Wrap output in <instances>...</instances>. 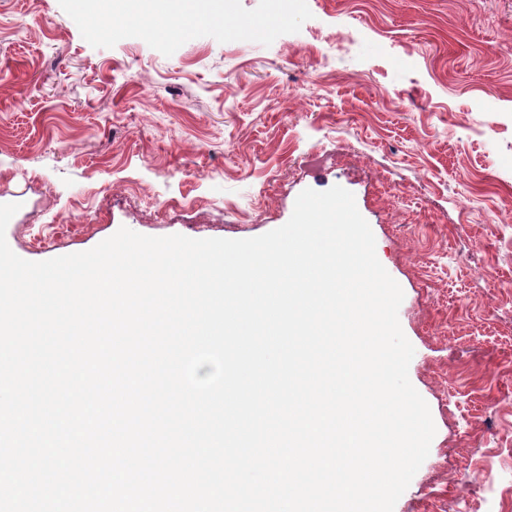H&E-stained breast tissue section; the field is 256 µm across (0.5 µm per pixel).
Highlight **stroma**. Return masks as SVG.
Instances as JSON below:
<instances>
[{
    "label": "stroma",
    "instance_id": "35a3bbf8",
    "mask_svg": "<svg viewBox=\"0 0 512 512\" xmlns=\"http://www.w3.org/2000/svg\"><path fill=\"white\" fill-rule=\"evenodd\" d=\"M208 9L157 33L91 0H0L8 245L251 238L304 189H347L436 427L394 512H512V0Z\"/></svg>",
    "mask_w": 512,
    "mask_h": 512
}]
</instances>
